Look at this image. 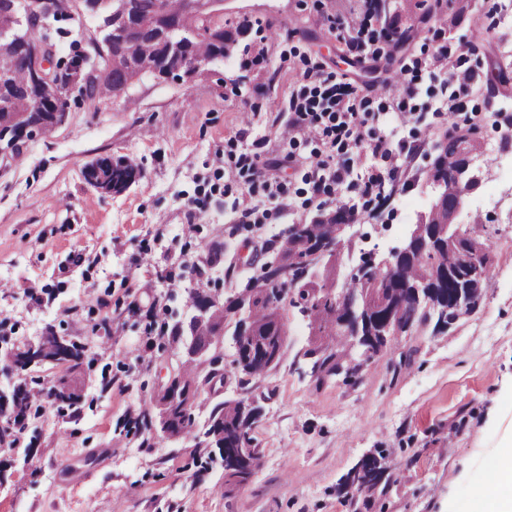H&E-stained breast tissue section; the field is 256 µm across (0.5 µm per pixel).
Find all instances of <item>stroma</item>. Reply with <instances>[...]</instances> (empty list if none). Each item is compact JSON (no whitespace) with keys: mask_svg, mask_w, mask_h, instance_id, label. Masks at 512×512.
I'll use <instances>...</instances> for the list:
<instances>
[{"mask_svg":"<svg viewBox=\"0 0 512 512\" xmlns=\"http://www.w3.org/2000/svg\"><path fill=\"white\" fill-rule=\"evenodd\" d=\"M511 8L512 0H451L443 19L399 46L383 19L369 17L370 41L351 66L330 20L364 11L363 0H224L225 27L249 26L209 73L189 82L147 75L121 97L71 102L61 125L0 160V391L61 379L82 397L75 417L42 403L17 444L0 448V512H486L475 490L512 429V137L495 118L512 114V85H489L494 64L512 69ZM270 25L283 34L268 42ZM463 43L473 46L465 57ZM442 55L468 76L467 89L433 69ZM316 66L367 92V125L392 151L388 163L349 146L338 152L356 175L342 198L357 218L343 234L337 282L361 250L387 254L430 210L429 145L453 122L476 125L481 176L455 223L480 228L493 278L472 313L396 336L353 385L311 376V328L293 307L283 311L279 364L244 386L223 329L194 372L190 433L142 432L141 410L159 414L163 385L184 370L187 345L171 343L169 331L188 326L189 293L243 291L277 258L283 229L325 211L304 162L319 143L288 141V100L318 86ZM395 71L409 94L385 87ZM289 153L296 163L276 172L283 213L251 162ZM107 156L134 161L126 189L87 179ZM391 164L385 196L365 202L364 177ZM253 205L258 223H242ZM211 253L216 263L199 269ZM50 329L85 344L80 367L4 371L7 350ZM241 398L260 409L250 431L260 458L228 494L204 432L217 404ZM370 453L383 455L389 484L347 495L346 474Z\"/></svg>","mask_w":512,"mask_h":512,"instance_id":"35a3bbf8","label":"stroma"}]
</instances>
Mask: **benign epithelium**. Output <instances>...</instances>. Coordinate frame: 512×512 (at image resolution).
<instances>
[{
    "instance_id": "obj_1",
    "label": "benign epithelium",
    "mask_w": 512,
    "mask_h": 512,
    "mask_svg": "<svg viewBox=\"0 0 512 512\" xmlns=\"http://www.w3.org/2000/svg\"><path fill=\"white\" fill-rule=\"evenodd\" d=\"M84 8L91 12L100 13L105 21L104 28L108 29V45L113 47L110 64L124 71L123 84L112 89L103 86L96 87L94 99L118 97L125 94L144 76L136 63L133 54L137 43L138 32L131 21L132 5L128 0H83ZM222 0H188L186 18L179 24L170 23L166 16L162 0H157V17L161 28L166 49L162 55V66L155 71L159 77H175L179 80L191 81L209 71L210 61L195 58L186 52L187 37L197 33L195 25L199 22L217 32L224 28H216L217 18L221 14L219 6ZM53 16L57 19L68 18L77 25H82L79 14L68 11L64 0H4L0 3V42L5 50L0 52V79L7 77L16 63L17 56L11 52L13 46L20 44L30 57L33 82L28 109L17 112L7 100L0 101V128L12 127L19 131L27 130V122L32 112L39 110L43 104L52 103L57 107L54 120L61 122L67 112L69 99L79 95V85L71 80L61 82L55 48L46 44L39 31L45 26L44 19ZM99 54H91L77 50L69 57L68 72H94L99 65ZM440 154V166L455 161L454 167L446 172H440L430 178V183L438 190L430 212L421 218V223L414 225L410 235L401 247L393 248L388 255L377 258V251L372 249L362 254L360 263L354 268L358 274H363L368 268L378 265L391 274L395 273L403 259L416 261L427 249L440 246L446 255L459 257V261L448 265L443 264L433 268L430 283L409 285L399 290L388 288L379 293H366L361 296L349 297L343 287L336 284L334 268L325 264V260H333L340 251L343 242L341 234L355 216L341 219L335 225V231L328 240H318V224H299L297 229L302 236H290L283 240L282 252L279 259L271 267L279 269V276L285 279L289 276L288 253L309 248V259L316 267L325 268V282L328 291L336 293V309L332 319L344 329V334L354 337L353 346L360 349L359 361L355 363L360 370L369 359V352L363 350L366 345L365 337L379 336L390 340L405 332L399 326L397 314L408 304L417 306L423 302L432 306L438 316V325L448 326V323L458 319L475 309V303L481 292V282L467 270V262L472 257L483 256V251L474 240L467 241V247L461 248L464 240L462 232L454 228V219L461 208L465 192L478 184V175L471 168V157L478 152V143L469 137L455 147V155L448 157V143L442 142L434 148ZM454 187L457 197L453 204H448V187ZM455 279L458 286L452 298H441L432 303L430 298L439 297V287ZM285 300L270 304V329L277 331L275 337L277 347H282L286 337L282 325V307ZM198 312L202 318L211 321L218 320L224 315V303L209 293H201ZM162 406V428L172 435L177 430L170 426L172 411L176 406L175 395L170 386H165L159 398Z\"/></svg>"
}]
</instances>
